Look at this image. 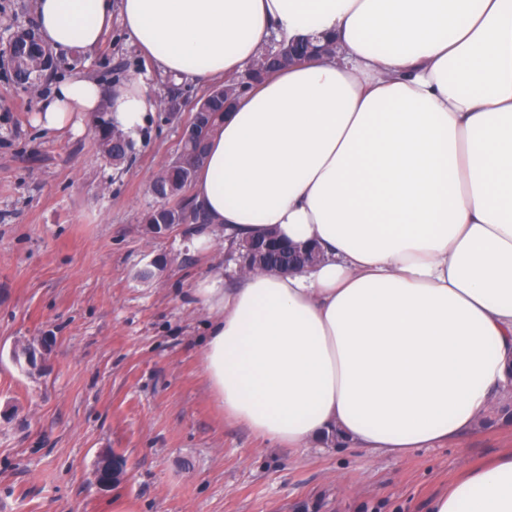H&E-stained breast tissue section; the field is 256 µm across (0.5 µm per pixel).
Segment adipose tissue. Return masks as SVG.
Masks as SVG:
<instances>
[{
  "mask_svg": "<svg viewBox=\"0 0 512 512\" xmlns=\"http://www.w3.org/2000/svg\"><path fill=\"white\" fill-rule=\"evenodd\" d=\"M61 57L112 23L160 76H237L271 40L328 37L335 56L278 70L238 98L191 184L235 245L314 243L291 273H222L207 386L259 438L303 450L339 430L405 457L459 436L512 383V0H36ZM158 101L144 77L76 73L34 115L77 131L107 112L139 139ZM429 512H512V452L467 469Z\"/></svg>",
  "mask_w": 512,
  "mask_h": 512,
  "instance_id": "1",
  "label": "adipose tissue"
}]
</instances>
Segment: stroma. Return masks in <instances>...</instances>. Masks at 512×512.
I'll list each match as a JSON object with an SVG mask.
<instances>
[{
    "label": "stroma",
    "mask_w": 512,
    "mask_h": 512,
    "mask_svg": "<svg viewBox=\"0 0 512 512\" xmlns=\"http://www.w3.org/2000/svg\"><path fill=\"white\" fill-rule=\"evenodd\" d=\"M105 85L147 76L175 92L118 26L61 64ZM207 86L179 93L180 119L149 123L130 164L97 149L94 123L49 133L40 100L0 57V512H428L468 466L512 450V422L476 426L401 459L351 444L292 451L227 419L203 372L206 311L191 295L214 263L238 265L215 238L149 237L152 179L180 148L181 123ZM47 339L36 367L13 352ZM127 460L100 489L101 451Z\"/></svg>",
    "instance_id": "obj_1"
}]
</instances>
